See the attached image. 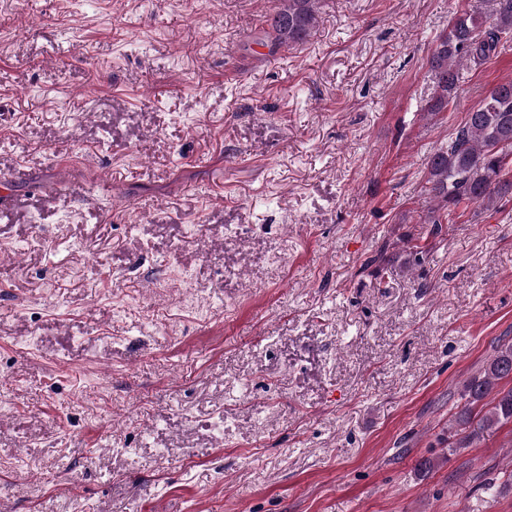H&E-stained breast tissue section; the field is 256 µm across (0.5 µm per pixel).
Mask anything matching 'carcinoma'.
Here are the masks:
<instances>
[{
  "label": "carcinoma",
  "instance_id": "obj_1",
  "mask_svg": "<svg viewBox=\"0 0 512 512\" xmlns=\"http://www.w3.org/2000/svg\"><path fill=\"white\" fill-rule=\"evenodd\" d=\"M277 2L278 7L266 20L262 42L273 49L303 42L317 21L320 0ZM511 40L512 0H478L456 14L428 58L433 93L426 111H448L458 90L456 68L468 61L490 59ZM511 166L512 78L492 85L446 143L429 156L425 192L444 214L437 216L430 211L426 223H442L449 208L463 203L491 204L512 195V180L507 178ZM511 377L512 343L497 348L483 373L463 387L465 404L455 414V424L462 431L477 424L465 439L475 440L481 430L512 422V387L499 386ZM488 397L491 407L474 412Z\"/></svg>",
  "mask_w": 512,
  "mask_h": 512
}]
</instances>
